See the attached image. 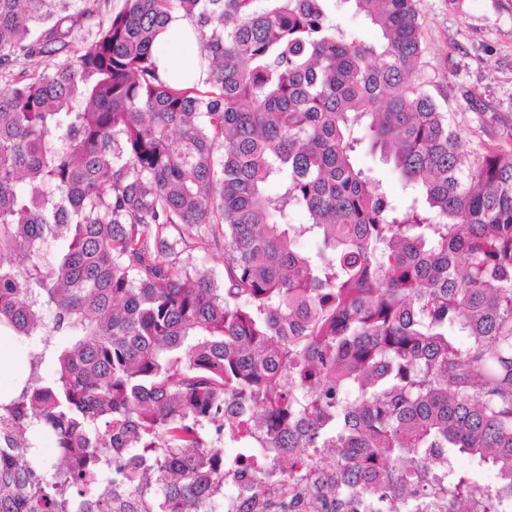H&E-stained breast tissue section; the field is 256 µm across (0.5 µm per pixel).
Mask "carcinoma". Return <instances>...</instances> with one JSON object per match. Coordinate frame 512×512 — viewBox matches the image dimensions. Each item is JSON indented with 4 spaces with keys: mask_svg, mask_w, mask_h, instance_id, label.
Listing matches in <instances>:
<instances>
[{
    "mask_svg": "<svg viewBox=\"0 0 512 512\" xmlns=\"http://www.w3.org/2000/svg\"><path fill=\"white\" fill-rule=\"evenodd\" d=\"M338 1L380 38L338 23ZM91 2L0 0V337L37 339L0 402V512H93L99 482L129 512H198L199 485L224 483L211 428L332 448L354 475L379 460L369 512L443 494L512 512V134L460 150L418 76L415 0H124L74 63L26 76ZM174 13L192 84L152 51ZM364 141L403 202L355 162ZM179 247L223 251L224 287ZM35 425L74 457L22 452ZM114 448L128 464H92ZM458 454L496 487L415 478Z\"/></svg>",
    "mask_w": 512,
    "mask_h": 512,
    "instance_id": "carcinoma-1",
    "label": "carcinoma"
}]
</instances>
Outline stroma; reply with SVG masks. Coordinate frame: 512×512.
<instances>
[{"label": "stroma", "mask_w": 512, "mask_h": 512, "mask_svg": "<svg viewBox=\"0 0 512 512\" xmlns=\"http://www.w3.org/2000/svg\"><path fill=\"white\" fill-rule=\"evenodd\" d=\"M423 75L464 148L512 133V0H416ZM478 92L470 103L468 91Z\"/></svg>", "instance_id": "35a3bbf8"}]
</instances>
